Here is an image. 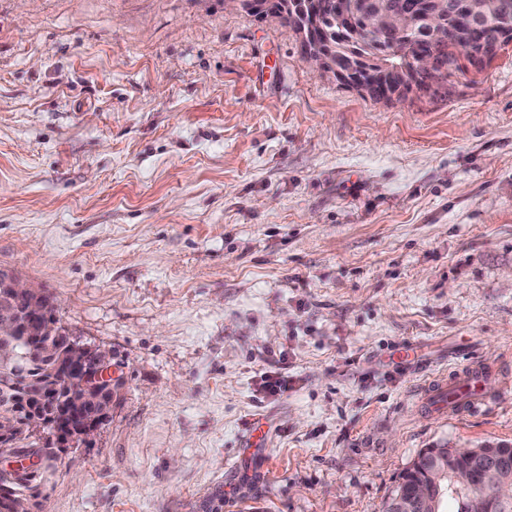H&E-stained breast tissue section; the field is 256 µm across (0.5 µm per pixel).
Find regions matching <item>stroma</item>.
<instances>
[{"label": "stroma", "instance_id": "35a3bbf8", "mask_svg": "<svg viewBox=\"0 0 512 512\" xmlns=\"http://www.w3.org/2000/svg\"><path fill=\"white\" fill-rule=\"evenodd\" d=\"M454 86L372 100L224 0H0V270L123 376L38 512H384L422 449L512 443V395L417 403L512 364V45ZM482 362L461 365L447 375L440 376L434 384H428L424 389L421 403L432 415L447 411L462 415L488 403L486 398V381L489 368Z\"/></svg>", "mask_w": 512, "mask_h": 512}]
</instances>
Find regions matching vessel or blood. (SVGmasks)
Segmentation results:
<instances>
[{"label": "vessel or blood", "instance_id": "1", "mask_svg": "<svg viewBox=\"0 0 512 512\" xmlns=\"http://www.w3.org/2000/svg\"><path fill=\"white\" fill-rule=\"evenodd\" d=\"M488 377L489 369L485 363L472 361L463 364L427 385L422 402L434 415L447 411L461 415L475 410L487 402Z\"/></svg>", "mask_w": 512, "mask_h": 512}]
</instances>
